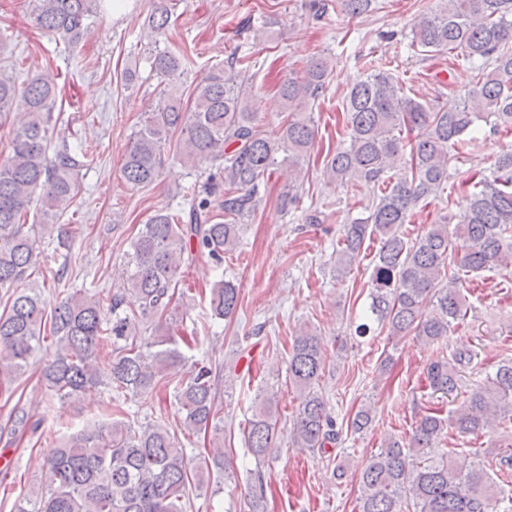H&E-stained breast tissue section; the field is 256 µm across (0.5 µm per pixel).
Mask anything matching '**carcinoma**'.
<instances>
[{
	"instance_id": "1",
	"label": "carcinoma",
	"mask_w": 512,
	"mask_h": 512,
	"mask_svg": "<svg viewBox=\"0 0 512 512\" xmlns=\"http://www.w3.org/2000/svg\"><path fill=\"white\" fill-rule=\"evenodd\" d=\"M35 24L71 42L103 13L105 0H32ZM373 0H336L344 13L368 12ZM168 0H158L147 18L155 32L171 20ZM411 47L428 57L454 53L475 65L473 90L458 101L429 106L404 93L391 63L377 59L355 80L343 100L344 144L324 160V175L353 188L373 185L367 215L344 225L336 244V273L343 278L360 261L365 242L379 240L370 281V303L356 333L377 328L390 338L414 336L431 351L428 388L447 396L457 389L459 369L471 362L467 350L451 355L439 344L467 314L460 273L512 267V151L499 155L490 175L474 173L464 183L462 213L439 216L412 239L403 231L412 210L437 197L449 166L468 154L475 124L512 133V0H435L411 32ZM150 72L167 80L158 103L143 114L130 138L121 168L132 189L160 177L164 147L173 136L176 155L190 167L209 162L222 177L188 188L189 210L159 209L131 239L122 288L105 300L86 290L67 294L51 311L32 287L40 246L54 232L79 195V175L97 159L92 148L63 138L55 129L56 77L47 71L18 88L14 65H0V127L9 126L8 154L0 160V395L33 367L43 343L51 355L41 367L45 391L61 400L86 387L106 384L115 401L112 421L82 429L50 449L47 481L34 512H187L193 483L224 471V448L216 444L196 456L187 453L177 431L163 419L136 425L125 405L172 388L182 431L192 436L221 430L219 374L206 358L189 360L200 337L176 336L178 272L185 257L206 253L216 267L239 244L241 226L256 212L260 187L274 168L288 163L301 175L317 127L310 105L329 86L328 58L315 55L279 88L288 115L275 130L250 111V71L257 58L234 56L211 68L196 86L192 105L173 84L182 58L153 49ZM54 155L48 156L49 149ZM223 196L218 212L211 197ZM40 201V218L27 223L28 207ZM240 288L230 279L212 285L210 318L224 320L239 307ZM326 355L321 337L306 327L288 351V381L300 397L291 434L295 447L324 449L339 432L316 385ZM372 424L365 405L349 425L362 433ZM29 412H15L14 431H36ZM512 360L487 375L466 403L444 414L427 411L408 440H383L359 476L358 512H500L503 481L512 473ZM486 435L497 449L494 472L478 460L448 464L436 453L442 436ZM274 393L258 398L244 431L248 453L260 461L277 449Z\"/></svg>"
}]
</instances>
